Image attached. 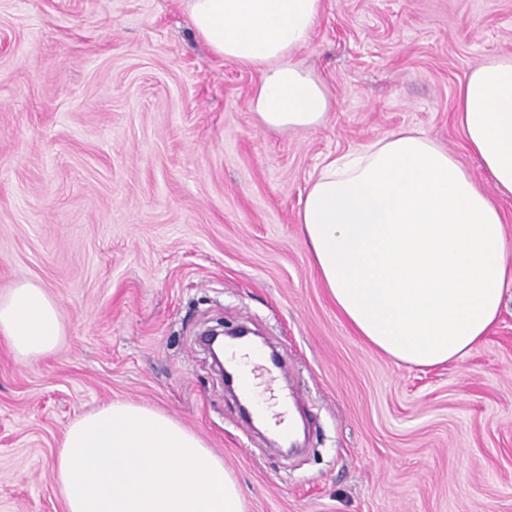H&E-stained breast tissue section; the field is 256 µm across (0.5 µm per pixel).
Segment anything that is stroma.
<instances>
[{
	"label": "stroma",
	"mask_w": 512,
	"mask_h": 512,
	"mask_svg": "<svg viewBox=\"0 0 512 512\" xmlns=\"http://www.w3.org/2000/svg\"><path fill=\"white\" fill-rule=\"evenodd\" d=\"M511 55L512 0H325L301 59L332 107L282 133L180 0H0V293L40 285L64 329L27 362L0 339V512H66L50 464L114 401L196 433L244 512H512V290L462 360L402 364L343 320L297 222L326 161L401 128L482 177L455 93ZM219 324L282 357L299 453L225 391Z\"/></svg>",
	"instance_id": "obj_1"
}]
</instances>
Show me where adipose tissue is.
Here are the masks:
<instances>
[{
  "label": "adipose tissue",
  "mask_w": 512,
  "mask_h": 512,
  "mask_svg": "<svg viewBox=\"0 0 512 512\" xmlns=\"http://www.w3.org/2000/svg\"><path fill=\"white\" fill-rule=\"evenodd\" d=\"M216 55L257 72L249 105L281 132L316 129L331 107L303 67L323 0H182ZM456 117L499 197L422 132L400 130L329 161L300 202L313 265L347 324L396 362L433 367L475 349L512 288V56L460 83ZM63 336L56 303L25 282L0 295V339L32 360ZM66 512H244L204 442L150 407L114 401L67 428L50 466Z\"/></svg>",
  "instance_id": "ef3b65f1"
}]
</instances>
